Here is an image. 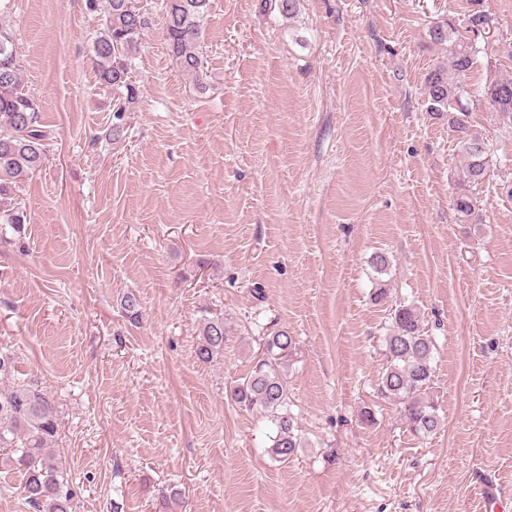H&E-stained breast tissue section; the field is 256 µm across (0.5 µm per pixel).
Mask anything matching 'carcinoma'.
Wrapping results in <instances>:
<instances>
[{"label": "carcinoma", "mask_w": 512, "mask_h": 512, "mask_svg": "<svg viewBox=\"0 0 512 512\" xmlns=\"http://www.w3.org/2000/svg\"><path fill=\"white\" fill-rule=\"evenodd\" d=\"M103 29L93 40L94 63L101 84L112 89L115 100L108 136L118 138L124 131V115L139 95L132 81V63L140 35L149 28V17L135 0H107ZM209 0H165L163 36L172 57L183 72L202 79L204 66L199 52L203 19ZM488 28V15L481 0H471V9L458 24L450 20L429 29L430 39L448 44V68L432 70L425 79L424 94L429 112L448 113V127L454 132L464 159L458 191L453 200L457 223L480 224L482 214L477 190L490 176L492 154L480 134L471 132L469 107L463 100L481 102L489 111L512 115V78H492L474 88L465 83L480 53L478 39ZM22 66L16 56L11 34L0 25V200L5 201L18 183L43 166L52 130L42 121L38 101L24 90ZM0 223L17 227L27 223L19 208L0 209ZM125 317L139 321L141 303L134 293L121 300ZM224 318L201 322L198 359L205 363L224 354L228 336ZM434 344L422 332L417 312L408 307L395 309L385 336L386 365L379 378L380 394L399 406L410 432L428 436L441 426L438 406L428 396L434 376ZM296 341L279 329L265 338L264 353L247 376L230 388V397L241 409L257 412L272 425L271 458L285 462L300 447L297 422L285 370L295 354ZM15 357L0 350V463L19 469L22 492L34 512H73L78 492L55 462L51 448L58 439V412L36 383L14 377Z\"/></svg>", "instance_id": "cac0c4a2"}]
</instances>
